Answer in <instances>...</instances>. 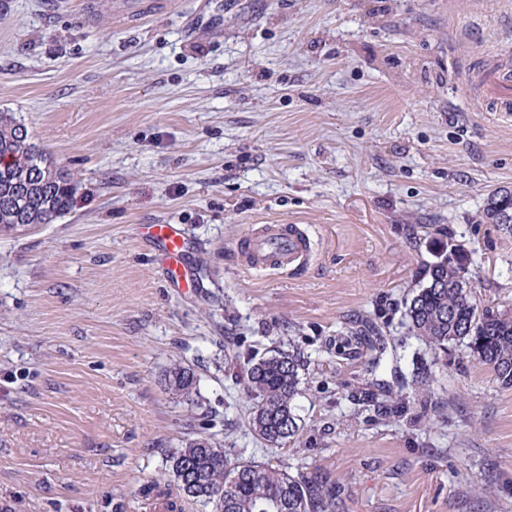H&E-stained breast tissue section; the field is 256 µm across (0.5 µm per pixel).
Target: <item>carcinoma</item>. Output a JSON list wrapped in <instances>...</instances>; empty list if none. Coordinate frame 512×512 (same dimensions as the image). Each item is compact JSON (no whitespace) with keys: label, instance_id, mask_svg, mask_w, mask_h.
<instances>
[{"label":"carcinoma","instance_id":"1","mask_svg":"<svg viewBox=\"0 0 512 512\" xmlns=\"http://www.w3.org/2000/svg\"><path fill=\"white\" fill-rule=\"evenodd\" d=\"M77 180L34 142L13 113L0 111V230L17 224H50L76 202ZM512 234V194L491 192L478 215ZM406 304L412 335L431 347L465 346L504 387H512V309L481 305L459 263L443 255L429 265ZM301 357L284 349L247 360V397L252 400L250 425L265 444H287L300 430L295 401L300 394ZM172 395L195 403L197 376L180 364L168 373ZM185 442L169 457L177 486L210 512H345L343 486L315 467L295 473L281 465L231 458L208 440ZM224 491V502L216 498Z\"/></svg>","mask_w":512,"mask_h":512}]
</instances>
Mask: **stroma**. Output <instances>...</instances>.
I'll return each instance as SVG.
<instances>
[{"instance_id": "35a3bbf8", "label": "stroma", "mask_w": 512, "mask_h": 512, "mask_svg": "<svg viewBox=\"0 0 512 512\" xmlns=\"http://www.w3.org/2000/svg\"><path fill=\"white\" fill-rule=\"evenodd\" d=\"M0 0V110L78 180L50 224L0 232V512H202L167 463L207 433L234 458L318 466L347 512H512V387L408 332L427 264L460 245L512 308V117L473 82L512 64V0ZM141 224H180L174 285ZM298 224L313 257L245 269L236 244ZM300 353L298 435L249 426L243 363ZM199 404L173 398V364ZM429 379L407 412L356 398ZM507 213L510 217L508 224L501 221ZM479 222L485 224H496L500 231L512 234V194H503L501 190H494L487 198V204L478 215ZM197 381V376L191 368L175 364L168 373L167 386L176 398L198 405Z\"/></svg>"}]
</instances>
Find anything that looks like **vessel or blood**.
I'll return each instance as SVG.
<instances>
[{"mask_svg":"<svg viewBox=\"0 0 512 512\" xmlns=\"http://www.w3.org/2000/svg\"><path fill=\"white\" fill-rule=\"evenodd\" d=\"M480 84L486 110H512V67L505 65L486 69L480 77ZM140 232L157 246L173 281L189 280L190 269L186 263L188 239L182 225L144 224ZM309 250L307 236L294 224H268L260 232L245 234L241 240L242 257L254 270L296 269L305 265Z\"/></svg>","mask_w":512,"mask_h":512,"instance_id":"1","label":"vessel or blood"}]
</instances>
